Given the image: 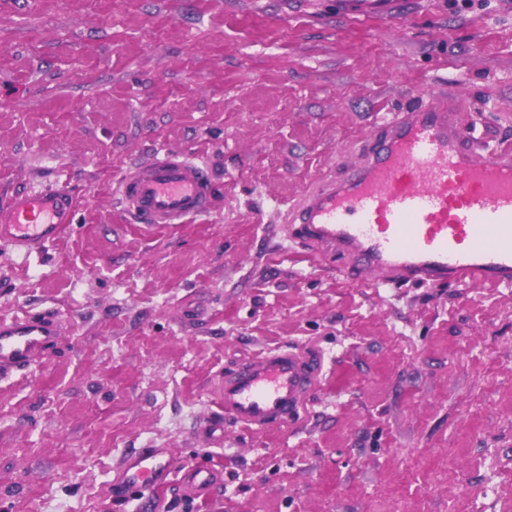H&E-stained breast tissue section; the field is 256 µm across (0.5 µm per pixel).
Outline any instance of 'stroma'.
<instances>
[{"mask_svg": "<svg viewBox=\"0 0 512 512\" xmlns=\"http://www.w3.org/2000/svg\"><path fill=\"white\" fill-rule=\"evenodd\" d=\"M431 95L512 148V0H0V200L56 172L79 199L40 252L0 243V319L57 327L0 377V512H512V286L373 288L286 239ZM166 151L215 195L148 230L117 183ZM278 346L325 355L306 412L211 444L225 367ZM146 448L149 501L115 488ZM173 468L170 455L161 456L155 450L142 451L128 457L121 469L117 486L147 491L150 496L167 482ZM220 478L221 475L214 470L197 468L190 469L184 474L185 485L193 491L204 490Z\"/></svg>", "mask_w": 512, "mask_h": 512, "instance_id": "1", "label": "stroma"}]
</instances>
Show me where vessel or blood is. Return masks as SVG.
Listing matches in <instances>:
<instances>
[{
    "instance_id": "vessel-or-blood-1",
    "label": "vessel or blood",
    "mask_w": 512,
    "mask_h": 512,
    "mask_svg": "<svg viewBox=\"0 0 512 512\" xmlns=\"http://www.w3.org/2000/svg\"><path fill=\"white\" fill-rule=\"evenodd\" d=\"M340 176L319 179L290 213L296 239L314 258H347L348 276L376 285H512V152L477 156L472 128L429 102L381 120ZM125 210L150 228L209 212L208 168L167 152L128 168L118 183ZM77 201L54 182L0 203V241L37 253L73 223ZM48 316L0 321V374L23 368L56 336ZM325 363L322 352L277 348L224 371L222 409L242 428L291 422L305 411ZM171 457H128L118 485L154 492Z\"/></svg>"
}]
</instances>
